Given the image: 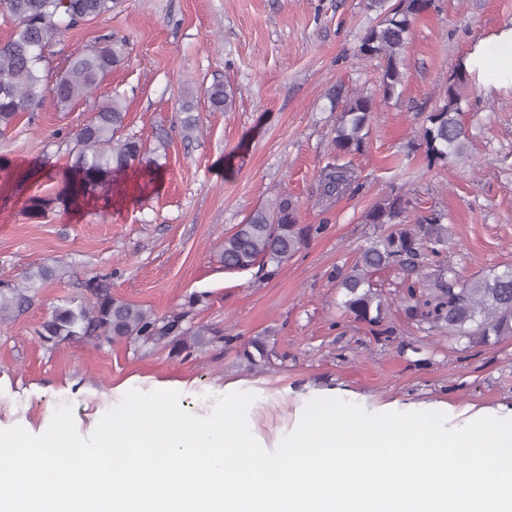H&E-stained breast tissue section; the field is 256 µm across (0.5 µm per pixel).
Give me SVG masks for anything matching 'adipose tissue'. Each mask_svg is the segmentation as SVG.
I'll return each mask as SVG.
<instances>
[{
	"instance_id": "obj_1",
	"label": "adipose tissue",
	"mask_w": 512,
	"mask_h": 512,
	"mask_svg": "<svg viewBox=\"0 0 512 512\" xmlns=\"http://www.w3.org/2000/svg\"><path fill=\"white\" fill-rule=\"evenodd\" d=\"M461 65L484 87H512V28L479 40L464 55Z\"/></svg>"
}]
</instances>
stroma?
Masks as SVG:
<instances>
[{"label": "stroma", "instance_id": "35a3bbf8", "mask_svg": "<svg viewBox=\"0 0 512 512\" xmlns=\"http://www.w3.org/2000/svg\"><path fill=\"white\" fill-rule=\"evenodd\" d=\"M376 18L366 0H118L111 14L46 48L53 77L100 35L127 43L92 97L65 107L45 101L0 138V281L33 297L0 325V429L41 434L68 404L78 432L90 435L128 384L178 391L181 407L199 416L224 392L254 393L247 420L268 450L331 388L369 408L512 404V336L469 346L419 329L403 312L396 266L372 276L392 328L375 336L342 312L335 279L380 236L364 216L390 195L409 200L405 223L443 214L442 258L461 276L512 265V88L458 86L469 135L463 159L431 170L418 146L471 44L512 27V0H433L413 23L398 96L378 101L363 152L339 154L329 93H378V63L356 54ZM216 81L233 95L228 111L207 105L203 89ZM115 94L127 110L125 133L155 150L158 164L133 165L71 204L62 194L74 161L68 135ZM189 99L199 129L187 139L178 118ZM330 163L353 168L358 188L326 209L318 179ZM282 194L297 201L299 224L324 232L275 274L225 269V235ZM35 198L45 204L39 219L27 214ZM42 266L54 277L37 278ZM92 279L158 319L180 314L184 326L209 327L211 343L174 354L163 342L43 339L53 311L89 299ZM257 336L271 356L253 368L241 350Z\"/></svg>", "mask_w": 512, "mask_h": 512}]
</instances>
